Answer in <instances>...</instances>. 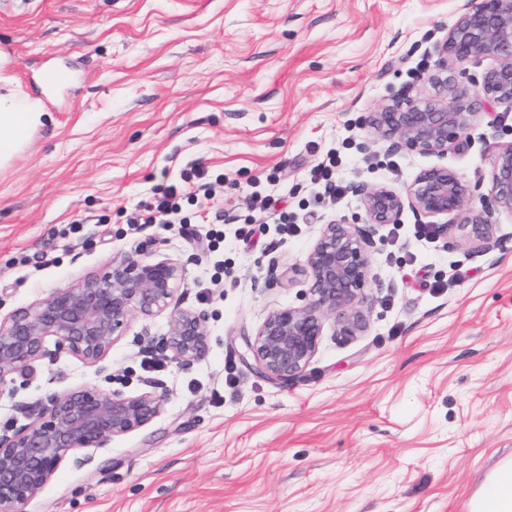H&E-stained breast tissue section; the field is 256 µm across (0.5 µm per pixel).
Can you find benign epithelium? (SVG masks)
Returning a JSON list of instances; mask_svg holds the SVG:
<instances>
[{"mask_svg":"<svg viewBox=\"0 0 512 512\" xmlns=\"http://www.w3.org/2000/svg\"><path fill=\"white\" fill-rule=\"evenodd\" d=\"M438 63L426 77L432 92L396 99L368 118L373 135L389 152L402 150L445 155L478 119L476 102L512 111V0H464L460 14L438 46ZM489 60L472 92L455 83L454 69ZM486 206H469V187L453 170L432 167L403 188L352 182L365 227L330 220L308 254L310 280L306 302L268 313L243 358L275 381L299 376L313 358L325 323L344 336L365 330V288L370 280L369 248L379 227L397 224L405 210L428 220L438 237L459 231L470 255L500 246L497 217L512 216V142L495 155ZM451 217V223L436 219ZM182 279L168 262L128 259L112 263L103 275L89 274L35 305L0 322V385L12 374H26L45 352V341L95 365L122 336L129 317L150 319L168 312L163 347L181 367L209 352L202 314L170 308ZM162 398L153 392L126 396L96 387L51 395L29 423L0 434V512H22L20 506L52 480L64 458L84 465L86 448H103L113 438L148 424L159 413Z\"/></svg>","mask_w":512,"mask_h":512,"instance_id":"1","label":"benign epithelium"}]
</instances>
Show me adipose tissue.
<instances>
[{"label":"adipose tissue","instance_id":"obj_1","mask_svg":"<svg viewBox=\"0 0 512 512\" xmlns=\"http://www.w3.org/2000/svg\"><path fill=\"white\" fill-rule=\"evenodd\" d=\"M37 102L13 92L0 93V167L19 153L29 134L43 123ZM471 512H512V464L507 463L484 483L471 502Z\"/></svg>","mask_w":512,"mask_h":512}]
</instances>
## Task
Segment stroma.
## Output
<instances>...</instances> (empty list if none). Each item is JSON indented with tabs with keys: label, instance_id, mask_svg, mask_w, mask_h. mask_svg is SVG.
I'll return each instance as SVG.
<instances>
[{
	"label": "stroma",
	"instance_id": "obj_1",
	"mask_svg": "<svg viewBox=\"0 0 512 512\" xmlns=\"http://www.w3.org/2000/svg\"><path fill=\"white\" fill-rule=\"evenodd\" d=\"M463 0H0V73L48 121L0 168V320L126 258L180 266L175 298L204 314L207 356L147 372L168 316L130 317L96 365L58 349L0 387V433L51 394L84 385L163 395L147 425L65 459L23 512H470L512 460V217L482 256L427 237L412 212L379 228L368 324L325 326L286 384L242 358L274 309L303 304L322 224L357 223L352 193L325 194L311 168L403 187L456 171L488 194L512 112L479 115L447 155L386 153L365 126L424 79ZM66 82L46 84L49 71ZM201 162L223 210L206 223L131 224ZM299 226L244 247L266 195Z\"/></svg>",
	"mask_w": 512,
	"mask_h": 512
}]
</instances>
